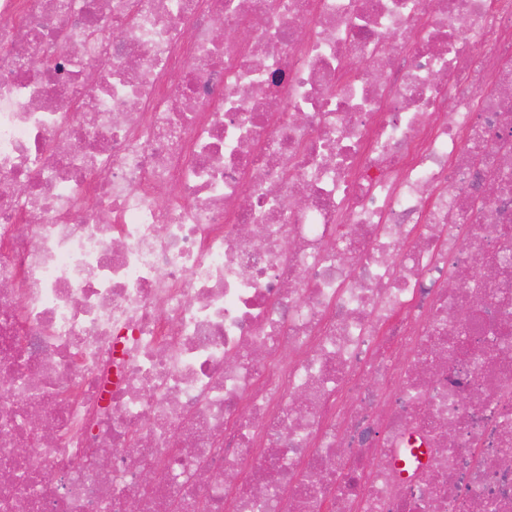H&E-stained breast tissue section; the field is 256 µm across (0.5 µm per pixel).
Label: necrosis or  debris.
Here are the masks:
<instances>
[{
    "label": "necrosis or debris",
    "mask_w": 512,
    "mask_h": 512,
    "mask_svg": "<svg viewBox=\"0 0 512 512\" xmlns=\"http://www.w3.org/2000/svg\"><path fill=\"white\" fill-rule=\"evenodd\" d=\"M132 499L512 512V0H0V512Z\"/></svg>",
    "instance_id": "obj_1"
}]
</instances>
